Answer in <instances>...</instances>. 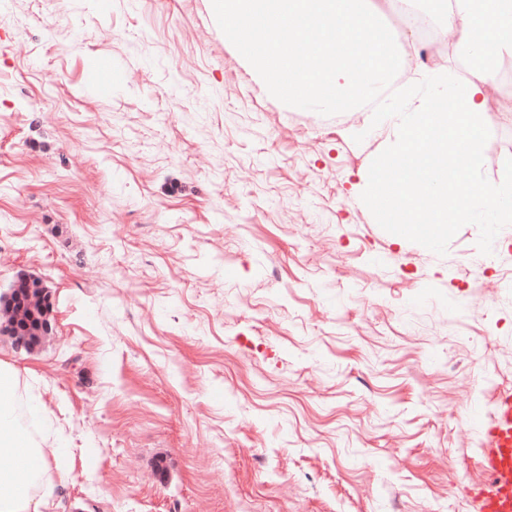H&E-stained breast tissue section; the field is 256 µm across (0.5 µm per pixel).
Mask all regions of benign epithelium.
Returning <instances> with one entry per match:
<instances>
[{
    "instance_id": "1",
    "label": "benign epithelium",
    "mask_w": 512,
    "mask_h": 512,
    "mask_svg": "<svg viewBox=\"0 0 512 512\" xmlns=\"http://www.w3.org/2000/svg\"><path fill=\"white\" fill-rule=\"evenodd\" d=\"M0 332L14 339L15 349L29 352L52 333L50 307L45 288L30 278L15 281L9 293L0 296Z\"/></svg>"
}]
</instances>
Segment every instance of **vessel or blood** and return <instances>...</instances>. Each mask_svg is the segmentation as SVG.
Listing matches in <instances>:
<instances>
[{
    "mask_svg": "<svg viewBox=\"0 0 512 512\" xmlns=\"http://www.w3.org/2000/svg\"><path fill=\"white\" fill-rule=\"evenodd\" d=\"M478 468L485 481L475 488L476 512H512V392L501 393L480 428Z\"/></svg>",
    "mask_w": 512,
    "mask_h": 512,
    "instance_id": "vessel-or-blood-1",
    "label": "vessel or blood"
}]
</instances>
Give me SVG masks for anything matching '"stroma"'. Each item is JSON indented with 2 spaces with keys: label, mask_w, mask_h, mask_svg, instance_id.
Returning <instances> with one entry per match:
<instances>
[{
  "label": "stroma",
  "mask_w": 512,
  "mask_h": 512,
  "mask_svg": "<svg viewBox=\"0 0 512 512\" xmlns=\"http://www.w3.org/2000/svg\"><path fill=\"white\" fill-rule=\"evenodd\" d=\"M371 120L271 96L212 0H0V293L40 280L55 326L0 361L52 412L49 512H475L512 225L481 273L475 225L386 232Z\"/></svg>",
  "instance_id": "1"
}]
</instances>
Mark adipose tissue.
Masks as SVG:
<instances>
[{
	"label": "adipose tissue",
	"instance_id": "ef3b65f1",
	"mask_svg": "<svg viewBox=\"0 0 512 512\" xmlns=\"http://www.w3.org/2000/svg\"><path fill=\"white\" fill-rule=\"evenodd\" d=\"M15 369L0 362V512H47L54 488L42 475L56 449L34 442L20 423Z\"/></svg>",
	"mask_w": 512,
	"mask_h": 512
}]
</instances>
